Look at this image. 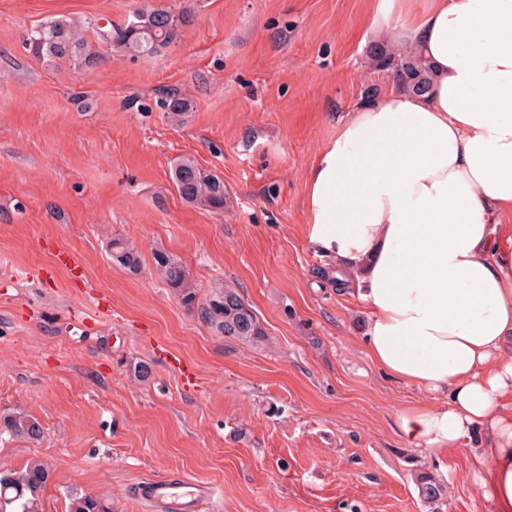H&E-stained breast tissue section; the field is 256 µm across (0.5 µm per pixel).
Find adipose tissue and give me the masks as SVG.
Instances as JSON below:
<instances>
[{
  "instance_id": "adipose-tissue-1",
  "label": "adipose tissue",
  "mask_w": 512,
  "mask_h": 512,
  "mask_svg": "<svg viewBox=\"0 0 512 512\" xmlns=\"http://www.w3.org/2000/svg\"><path fill=\"white\" fill-rule=\"evenodd\" d=\"M369 28L431 89L341 120L308 172L310 240L363 306L370 362L432 395L400 410L406 441L483 429L470 474L512 512V0H376Z\"/></svg>"
}]
</instances>
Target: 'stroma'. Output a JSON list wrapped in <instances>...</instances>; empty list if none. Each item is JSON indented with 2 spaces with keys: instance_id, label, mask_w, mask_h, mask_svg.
<instances>
[{
  "instance_id": "stroma-1",
  "label": "stroma",
  "mask_w": 512,
  "mask_h": 512,
  "mask_svg": "<svg viewBox=\"0 0 512 512\" xmlns=\"http://www.w3.org/2000/svg\"><path fill=\"white\" fill-rule=\"evenodd\" d=\"M187 15L155 55L101 48L94 66L39 58L28 32L50 18L124 24L143 3ZM369 0H0V470L43 463L40 512L97 495L149 512L145 482L215 489L202 512H492L468 477L474 431L435 454L406 444L398 412L423 391L366 357L352 295L317 277L306 179L340 120L384 91ZM176 95L191 110L168 114ZM190 157L221 177L223 210L184 203L171 181ZM144 258L113 264L112 239ZM69 250L89 289L43 268ZM180 257L199 293L229 284L271 343L218 334L155 272ZM193 364L184 384L156 354ZM149 375L140 378L139 367ZM426 472L446 489L421 499ZM0 427L16 437L29 440H38L42 434L39 423L23 413L0 414Z\"/></svg>"
}]
</instances>
